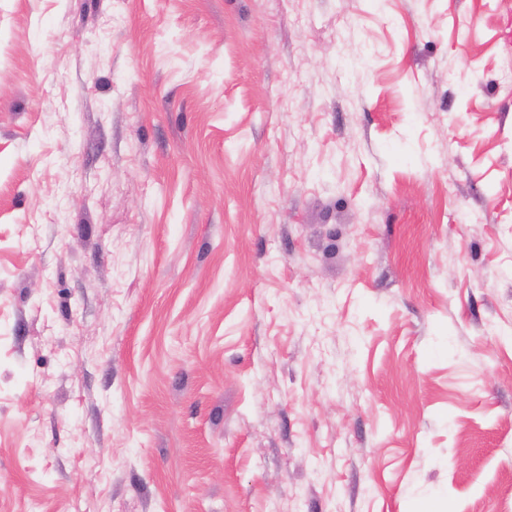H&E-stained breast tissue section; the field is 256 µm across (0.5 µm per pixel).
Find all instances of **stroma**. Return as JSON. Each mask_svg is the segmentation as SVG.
Segmentation results:
<instances>
[{"mask_svg": "<svg viewBox=\"0 0 512 512\" xmlns=\"http://www.w3.org/2000/svg\"><path fill=\"white\" fill-rule=\"evenodd\" d=\"M512 0H0V512H512Z\"/></svg>", "mask_w": 512, "mask_h": 512, "instance_id": "1", "label": "stroma"}]
</instances>
